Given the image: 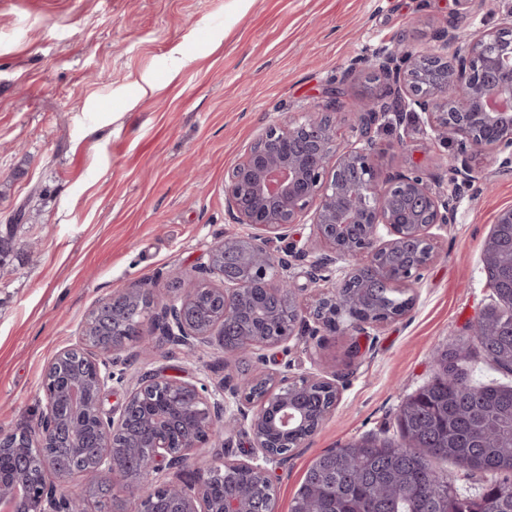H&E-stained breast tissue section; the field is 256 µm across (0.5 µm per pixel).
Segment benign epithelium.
<instances>
[{"label": "benign epithelium", "mask_w": 512, "mask_h": 512, "mask_svg": "<svg viewBox=\"0 0 512 512\" xmlns=\"http://www.w3.org/2000/svg\"><path fill=\"white\" fill-rule=\"evenodd\" d=\"M457 10L439 30L426 54L403 43L381 45L343 70L331 90L327 108L302 119L271 124L246 150L224 184L225 209L234 224L251 232H226L208 253L205 276L187 288L150 300L148 319L165 338L193 352L212 342L214 329L225 335L239 316L241 296L257 292L274 303L263 314L264 331L223 343L224 364L246 351L267 361L264 350L278 347L303 332L300 288L291 258L313 253L309 242L288 243L292 228L311 215L322 246L316 263L324 282L312 312L313 332L341 329L358 335L406 316L375 319L353 314L356 299L348 292L356 279L377 288H409L436 258L429 230L453 223L452 197L436 190L418 169L383 174L380 150L371 125L381 112L420 113L419 131L429 139L456 144L449 171L452 180H481L478 160L502 156L512 167V6L490 29H469L467 20L484 0H455ZM369 69L392 81L399 104L391 106L376 94L354 103L360 113L355 140L339 133L342 86ZM344 263L336 278V263ZM207 289L216 321L200 323L195 315L197 291ZM149 295L138 283L112 294L87 315L81 346L89 331L105 327L125 305ZM74 348L59 351L43 378L44 408L37 432L26 429L0 434V453L15 461V471H0V501L24 490L15 512H87L88 497L111 489L112 478L136 472L143 481L123 491L136 500L135 512H156L159 497L169 499L167 512H262L246 492L224 490L215 499L213 485L224 471H251L255 491L272 486V468L287 461L282 449L291 434L305 440L324 423L331 409L311 419L297 402L307 384L322 382L337 390L336 374L311 376L302 384L277 372L256 373L210 390L164 369H151L126 389L123 402L105 408L114 385L112 358L85 355L84 374L67 378L56 373ZM86 422L88 441L76 452L96 450L82 471L85 493L62 492L73 470L51 459V448L64 436L69 419ZM245 427L252 437L248 458L219 456L191 483H158L171 471L181 472L207 444L224 447V433Z\"/></svg>", "instance_id": "7a95c632"}]
</instances>
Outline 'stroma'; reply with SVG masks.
Segmentation results:
<instances>
[{"label": "stroma", "instance_id": "obj_1", "mask_svg": "<svg viewBox=\"0 0 512 512\" xmlns=\"http://www.w3.org/2000/svg\"><path fill=\"white\" fill-rule=\"evenodd\" d=\"M454 0H0V433L34 425L42 375L79 344L90 309L138 282L187 287L230 223L224 182L273 120L324 102L353 58L405 41L428 50ZM412 113L372 132L391 173L447 183L453 147L416 135ZM414 135L398 152L399 133ZM458 185L454 221L431 234L403 319L358 336H296L232 366L213 344L188 353L144 328L112 370L125 383L166 367L215 388L261 370L338 376L336 407L274 473V512H290L323 453L399 437L405 401L434 377L436 350L466 344L470 378L512 387L470 334L496 298L482 248L512 208V168L487 160ZM21 222H14L17 211Z\"/></svg>", "mask_w": 512, "mask_h": 512}]
</instances>
